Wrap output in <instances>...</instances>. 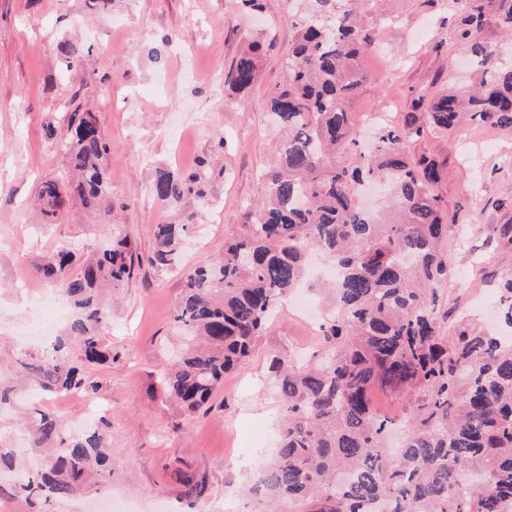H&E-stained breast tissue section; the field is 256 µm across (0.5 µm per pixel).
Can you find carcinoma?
<instances>
[{
	"instance_id": "1",
	"label": "carcinoma",
	"mask_w": 512,
	"mask_h": 512,
	"mask_svg": "<svg viewBox=\"0 0 512 512\" xmlns=\"http://www.w3.org/2000/svg\"><path fill=\"white\" fill-rule=\"evenodd\" d=\"M355 3L306 0L285 80L268 95L282 137L263 174L262 200L218 258L187 274L174 316L182 343L159 371L160 383L188 412L206 405L255 351L319 251L336 266L335 283L318 288L332 310L318 325L313 359L271 366L281 397L277 448L247 493L273 512L281 504L291 512H512V338L488 336L464 318L448 325L450 225L435 195L441 170L433 158L410 154L412 142L466 119L512 127V57L485 36L491 22L512 31V0H453L462 12L455 37L478 80L463 93L445 89L427 103L418 97L402 124L378 129L369 149L350 106L368 81L361 58L375 42ZM262 55L261 43L248 44L231 66L232 92L253 87ZM66 126L49 122L46 134L66 154L74 191L87 206L107 200L109 143L95 117L72 112ZM209 180L203 164L178 175L159 170L151 191L169 206L202 207ZM375 182L392 195L385 214L359 200ZM39 196L49 216L65 205L54 181L42 183ZM194 228L157 225L147 263L177 266L180 243ZM39 273L75 315L68 336L23 369L47 392L95 391L90 372L112 358L98 291L133 277L130 241L111 233L80 264L59 250ZM500 306L512 328V275L502 282ZM376 389L406 402L401 424L378 414ZM107 427L101 419L66 440L58 419L42 412L38 442L57 441L47 467L23 472L14 454L0 452V472L20 474L14 488L32 505L70 497L93 468L106 471ZM178 476L181 497L203 498L204 481L181 469Z\"/></svg>"
}]
</instances>
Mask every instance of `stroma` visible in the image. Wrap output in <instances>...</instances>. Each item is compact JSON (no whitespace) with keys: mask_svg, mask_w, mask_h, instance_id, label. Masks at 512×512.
I'll return each mask as SVG.
<instances>
[{"mask_svg":"<svg viewBox=\"0 0 512 512\" xmlns=\"http://www.w3.org/2000/svg\"><path fill=\"white\" fill-rule=\"evenodd\" d=\"M304 9L303 0H263L256 13L241 0H0V237L24 231L21 252H0V387L12 390L0 404V448L28 447L23 462L31 469L44 462L28 404L37 389L19 383L20 359L46 348L25 335L47 286L37 264L59 248L86 260L108 235L76 197L51 221L34 210L40 182L67 181L46 123L75 110L96 117L110 148L105 166L117 229L140 255L154 250L157 225L185 223L194 211L205 226L188 241L180 268L146 267L113 289L105 334L115 358L96 366L98 391L71 392L63 409L56 395L40 397L64 437L74 436L75 421L88 413L105 419L112 448L109 475L93 477L83 494L53 501L52 512H90L112 495L143 512L156 504L173 512H261L241 490L275 443L280 405L269 366L315 352L316 322L281 305L255 354L225 376L207 410L193 415L161 389L158 372L178 333L172 314L186 271L217 257L264 192L262 174L274 160L267 98L283 81L282 60ZM457 16L453 0H366V28L384 47L361 60L370 80L352 112L388 107L399 123L417 94L433 95L448 76L466 75L467 54L452 35ZM257 40L265 46L257 83L246 94H225L232 62ZM65 42L80 48L75 62L61 51ZM462 132L481 150L478 166L465 162L454 132L426 135L410 150L438 162L436 192L456 226L447 243L448 304L490 326L499 320V281L512 272V251L488 232L512 224V209L500 204L512 196V128L472 121ZM202 161L212 172L204 211L192 203L171 208L152 195L155 169L179 172ZM176 456L207 483L195 504L180 498Z\"/></svg>","mask_w":512,"mask_h":512,"instance_id":"obj_1","label":"stroma"}]
</instances>
